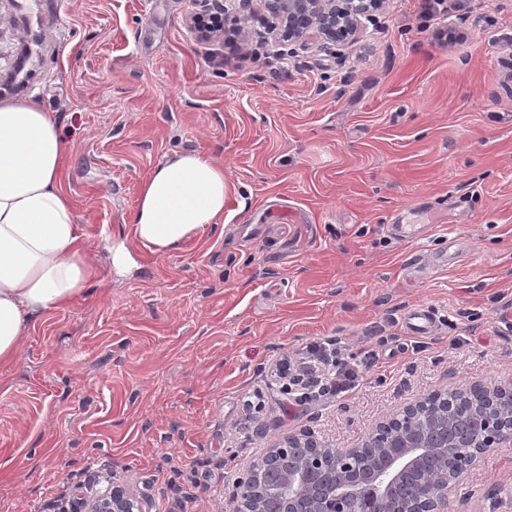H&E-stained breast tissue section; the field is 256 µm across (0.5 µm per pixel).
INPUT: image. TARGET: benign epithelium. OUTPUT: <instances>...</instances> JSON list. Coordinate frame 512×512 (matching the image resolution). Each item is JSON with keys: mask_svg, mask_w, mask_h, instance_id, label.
Here are the masks:
<instances>
[{"mask_svg": "<svg viewBox=\"0 0 512 512\" xmlns=\"http://www.w3.org/2000/svg\"><path fill=\"white\" fill-rule=\"evenodd\" d=\"M186 18L202 41H224V0H193ZM277 20L270 34L276 44L353 39L361 20L381 12L387 0H259ZM483 392L490 408L469 414L471 437L478 441L464 457L444 452L441 471L414 485L403 482L439 449L431 447L430 430L450 432L453 418L436 416L429 429H415L426 398L405 405L375 425L356 448H329L309 433L288 436L237 480L233 512H264L269 499L281 512H448L453 489L480 465L493 448L512 446V381L506 385L475 382L452 390L470 400ZM153 502L115 481L86 493L71 512H152Z\"/></svg>", "mask_w": 512, "mask_h": 512, "instance_id": "benign-epithelium-1", "label": "benign epithelium"}]
</instances>
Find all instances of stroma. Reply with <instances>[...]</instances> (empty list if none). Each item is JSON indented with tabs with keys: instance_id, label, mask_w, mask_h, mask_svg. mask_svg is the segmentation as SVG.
<instances>
[{
	"instance_id": "1",
	"label": "stroma",
	"mask_w": 512,
	"mask_h": 512,
	"mask_svg": "<svg viewBox=\"0 0 512 512\" xmlns=\"http://www.w3.org/2000/svg\"><path fill=\"white\" fill-rule=\"evenodd\" d=\"M189 8L58 0L25 18L0 0V71L28 47L24 92L73 143L61 186L100 270L0 367V512H62L92 471L155 512H230L235 477L288 434L355 448L410 401L512 381V334L491 330L512 300V0H388L355 42L284 65L263 8L223 48ZM184 151L223 163L224 221L156 255L126 219ZM417 305L439 317L426 351L381 355L347 401L289 416L277 360L323 336L357 357L370 336L409 342ZM448 510L512 512V447Z\"/></svg>"
}]
</instances>
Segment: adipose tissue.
<instances>
[{"mask_svg": "<svg viewBox=\"0 0 512 512\" xmlns=\"http://www.w3.org/2000/svg\"><path fill=\"white\" fill-rule=\"evenodd\" d=\"M72 143L35 97L0 100V366L30 325L88 292L98 270L86 256L60 179ZM224 167L198 152L174 154L142 182L132 237L163 254L224 220Z\"/></svg>", "mask_w": 512, "mask_h": 512, "instance_id": "ef3b65f1", "label": "adipose tissue"}]
</instances>
